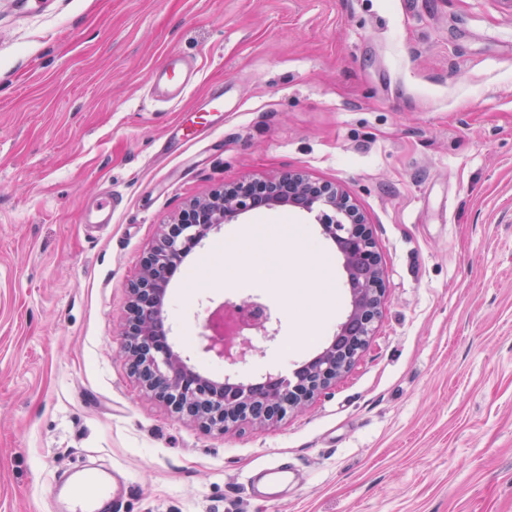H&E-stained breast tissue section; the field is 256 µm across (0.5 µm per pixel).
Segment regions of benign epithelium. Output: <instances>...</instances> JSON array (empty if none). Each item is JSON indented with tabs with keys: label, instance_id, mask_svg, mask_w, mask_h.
I'll return each mask as SVG.
<instances>
[{
	"label": "benign epithelium",
	"instance_id": "1",
	"mask_svg": "<svg viewBox=\"0 0 512 512\" xmlns=\"http://www.w3.org/2000/svg\"><path fill=\"white\" fill-rule=\"evenodd\" d=\"M292 207L316 219L323 234L340 248L342 267L351 289L350 310L338 337L310 362L288 378L270 386H252L225 375L218 381L188 364L165 338L162 299L182 258L201 245L207 235L232 224L253 210ZM129 316L124 324L123 354L130 373L145 391L180 418L200 423L208 430L226 433L244 423H274L290 412L303 410L315 397L336 384L365 348L378 320L385 297L381 257L375 248L371 225L352 203L350 193L336 184L316 183L298 173H282L265 179H244L196 199L164 225L158 244L140 262L138 277L129 285ZM235 309L255 321L268 341L271 314L257 301H244ZM202 351L234 367L247 363L251 345L235 337L201 334Z\"/></svg>",
	"mask_w": 512,
	"mask_h": 512
}]
</instances>
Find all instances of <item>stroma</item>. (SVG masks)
<instances>
[{
    "mask_svg": "<svg viewBox=\"0 0 512 512\" xmlns=\"http://www.w3.org/2000/svg\"><path fill=\"white\" fill-rule=\"evenodd\" d=\"M171 54L196 75L164 103ZM217 92L216 128L159 155ZM288 171L348 188L382 312L306 410L205 431L131 377L127 286L187 201ZM109 190L111 223H80ZM243 225L301 239L328 299L226 286L214 264ZM250 298L278 333L241 380L331 340L349 290L314 215L260 209L204 240L167 287L175 350L222 378L204 320ZM283 459L299 485L255 497ZM81 463L127 477L121 512H512V0H0V512H51Z\"/></svg>",
    "mask_w": 512,
    "mask_h": 512,
    "instance_id": "1",
    "label": "stroma"
}]
</instances>
